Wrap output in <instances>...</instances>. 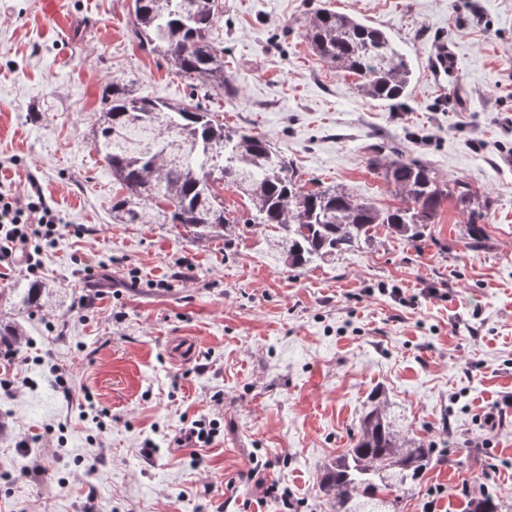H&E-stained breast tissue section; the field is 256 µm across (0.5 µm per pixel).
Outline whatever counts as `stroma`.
<instances>
[{
    "label": "stroma",
    "instance_id": "stroma-1",
    "mask_svg": "<svg viewBox=\"0 0 512 512\" xmlns=\"http://www.w3.org/2000/svg\"><path fill=\"white\" fill-rule=\"evenodd\" d=\"M221 5L230 88L204 101L218 120L381 209L398 200L369 159H421L484 203L486 243L469 247L448 200L421 250L381 229L295 269L277 227L236 223L247 204L229 188L220 237L113 223L92 148L109 87L177 102L186 79L139 47L133 0H0V187L22 203L37 179L62 218L38 272L0 271V321L27 336L0 352V512H332L319 477L376 394L400 437L449 458L400 512H467L481 471L512 512V0ZM324 7L407 55L403 108L313 53L304 27ZM92 272L112 284L90 300ZM33 281L49 302L28 314L15 290ZM180 337L196 344L183 361ZM200 419L213 441L177 446Z\"/></svg>",
    "mask_w": 512,
    "mask_h": 512
}]
</instances>
